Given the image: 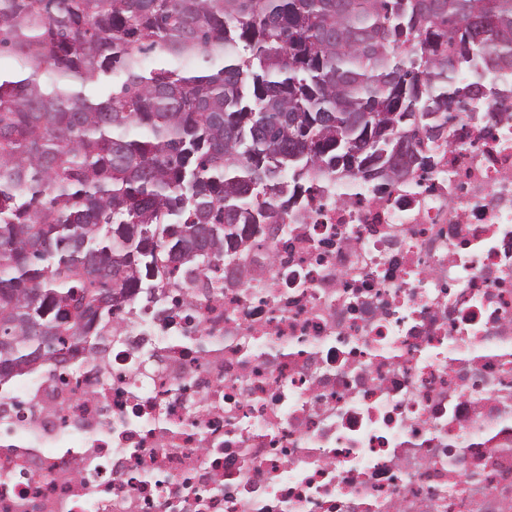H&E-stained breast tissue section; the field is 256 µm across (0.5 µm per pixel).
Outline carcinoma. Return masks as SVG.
<instances>
[{
    "mask_svg": "<svg viewBox=\"0 0 512 512\" xmlns=\"http://www.w3.org/2000/svg\"><path fill=\"white\" fill-rule=\"evenodd\" d=\"M508 76L512 0H0V406L318 178L432 166Z\"/></svg>",
    "mask_w": 512,
    "mask_h": 512,
    "instance_id": "carcinoma-1",
    "label": "carcinoma"
}]
</instances>
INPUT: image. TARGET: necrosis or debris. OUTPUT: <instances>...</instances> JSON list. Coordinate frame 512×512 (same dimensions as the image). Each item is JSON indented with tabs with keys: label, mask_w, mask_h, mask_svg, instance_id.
<instances>
[{
	"label": "necrosis or debris",
	"mask_w": 512,
	"mask_h": 512,
	"mask_svg": "<svg viewBox=\"0 0 512 512\" xmlns=\"http://www.w3.org/2000/svg\"><path fill=\"white\" fill-rule=\"evenodd\" d=\"M380 190L320 182L223 294L25 381L0 512H512V114Z\"/></svg>",
	"instance_id": "1"
}]
</instances>
